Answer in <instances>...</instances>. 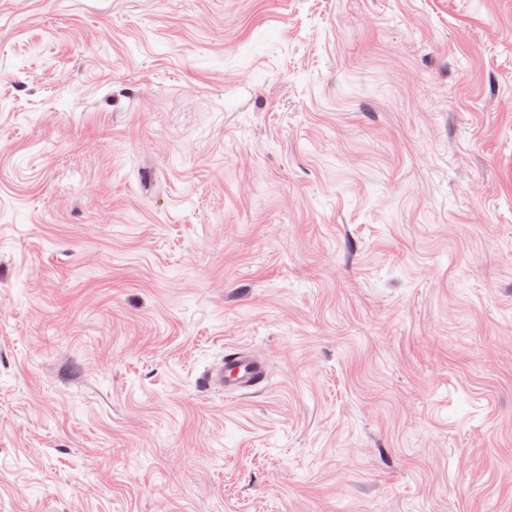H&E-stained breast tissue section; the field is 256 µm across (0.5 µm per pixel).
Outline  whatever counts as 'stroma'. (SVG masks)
<instances>
[{
    "label": "stroma",
    "instance_id": "1",
    "mask_svg": "<svg viewBox=\"0 0 512 512\" xmlns=\"http://www.w3.org/2000/svg\"><path fill=\"white\" fill-rule=\"evenodd\" d=\"M0 512H512V0H0ZM266 367L262 360L246 350L231 347L224 350L221 362L209 370L206 383L226 393L253 389L266 380Z\"/></svg>",
    "mask_w": 512,
    "mask_h": 512
}]
</instances>
